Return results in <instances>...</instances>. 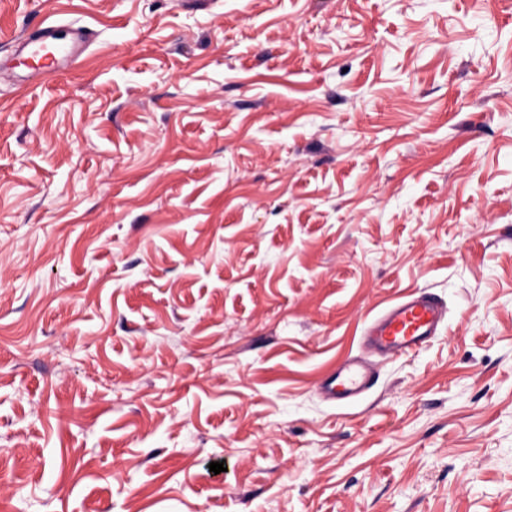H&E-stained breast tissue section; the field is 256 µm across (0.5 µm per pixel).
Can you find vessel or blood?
<instances>
[{
  "label": "vessel or blood",
  "mask_w": 512,
  "mask_h": 512,
  "mask_svg": "<svg viewBox=\"0 0 512 512\" xmlns=\"http://www.w3.org/2000/svg\"><path fill=\"white\" fill-rule=\"evenodd\" d=\"M18 51L43 61L47 71L79 54L75 41L63 37L59 27L48 25L16 40ZM446 311L440 300L428 292L409 293L369 319L363 329V345L372 357L388 359L421 350L437 335ZM375 372L370 361L345 363L324 380L328 400L346 404L371 388Z\"/></svg>",
  "instance_id": "vessel-or-blood-1"
}]
</instances>
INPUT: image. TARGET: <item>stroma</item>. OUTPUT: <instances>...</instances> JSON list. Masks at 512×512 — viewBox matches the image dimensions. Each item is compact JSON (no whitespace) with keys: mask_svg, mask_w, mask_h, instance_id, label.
<instances>
[{"mask_svg":"<svg viewBox=\"0 0 512 512\" xmlns=\"http://www.w3.org/2000/svg\"><path fill=\"white\" fill-rule=\"evenodd\" d=\"M0 512H512V0H0ZM17 50L25 53L27 58L37 61L45 58L47 62L42 68L48 72H55L60 62L68 57H78L79 49L76 40L63 37L58 26L48 25L35 29L16 39ZM52 49L51 57H45L47 50ZM445 314L435 295L406 294L367 321L363 345L372 356L382 359L417 352L437 335ZM374 377L370 362L352 361L331 372L323 381L322 389L328 400L346 404L371 388Z\"/></svg>","mask_w":512,"mask_h":512,"instance_id":"35a3bbf8","label":"stroma"}]
</instances>
